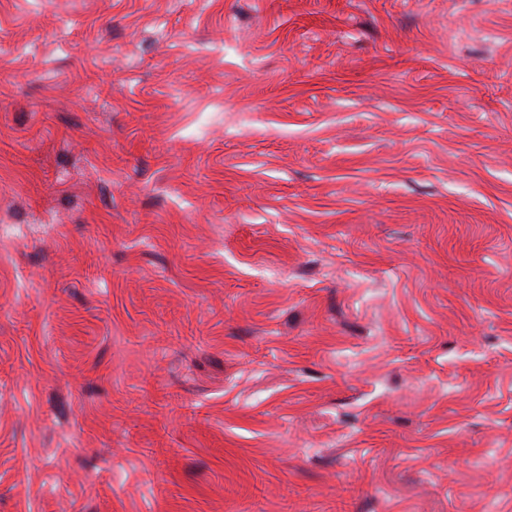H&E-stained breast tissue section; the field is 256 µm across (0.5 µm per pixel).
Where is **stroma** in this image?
<instances>
[{"label":"stroma","mask_w":512,"mask_h":512,"mask_svg":"<svg viewBox=\"0 0 512 512\" xmlns=\"http://www.w3.org/2000/svg\"><path fill=\"white\" fill-rule=\"evenodd\" d=\"M0 512H512V0H0Z\"/></svg>","instance_id":"35a3bbf8"}]
</instances>
